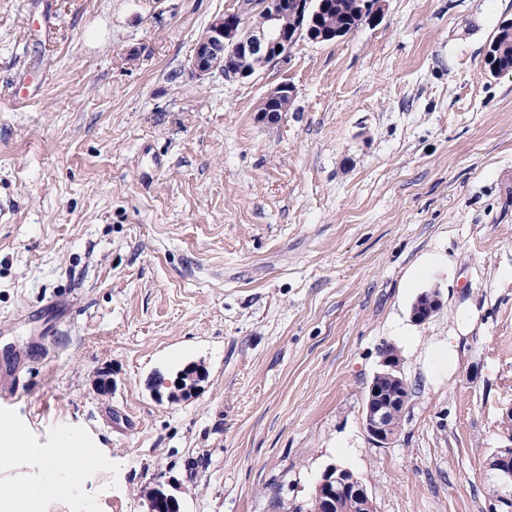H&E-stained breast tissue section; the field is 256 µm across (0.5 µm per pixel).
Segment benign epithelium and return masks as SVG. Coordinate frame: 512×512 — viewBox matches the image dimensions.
Here are the masks:
<instances>
[{
    "instance_id": "1",
    "label": "benign epithelium",
    "mask_w": 512,
    "mask_h": 512,
    "mask_svg": "<svg viewBox=\"0 0 512 512\" xmlns=\"http://www.w3.org/2000/svg\"><path fill=\"white\" fill-rule=\"evenodd\" d=\"M260 17L261 24H252ZM312 0H235L233 8L214 17L196 41L189 60L188 73L203 80L214 72L226 78L245 79L254 73L255 64H278L288 59L291 48L301 36L315 42H333L347 31L327 22L315 24ZM295 95L294 86L281 82L266 93L257 112L260 120L272 122L288 111ZM435 290L418 296L412 305V319L423 322L440 307ZM402 359L396 352L383 354L382 369L374 376L365 405L364 429L372 444L381 448L391 443L397 433L396 417L404 412L411 391L401 373ZM206 377L201 364L193 363L174 380H163L166 392L157 397L173 400L194 394ZM489 468L495 472L499 489L492 492L489 512H512V453L496 455ZM314 499L323 508L318 512H341L342 503L355 501L358 512H375L365 486L350 471L335 464L326 466L316 485ZM147 512H180L179 499L163 487L147 495Z\"/></svg>"
}]
</instances>
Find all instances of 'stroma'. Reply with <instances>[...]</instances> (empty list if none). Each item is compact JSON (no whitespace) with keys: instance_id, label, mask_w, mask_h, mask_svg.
Masks as SVG:
<instances>
[{"instance_id":"1","label":"stroma","mask_w":512,"mask_h":512,"mask_svg":"<svg viewBox=\"0 0 512 512\" xmlns=\"http://www.w3.org/2000/svg\"><path fill=\"white\" fill-rule=\"evenodd\" d=\"M233 5L0 0V87L22 97L0 98V318L22 316L0 368L28 363L0 422L29 448L0 486L77 442L94 463L41 512H145L157 486L182 512H294L332 463L375 512H487L512 446V72L486 57L512 0H383L248 79L192 78ZM389 345L411 396L377 448ZM190 363L195 395L157 398ZM294 95V86L289 82H281L268 91L256 111L260 121L272 122L280 112H287ZM439 293L435 290L422 293L412 305V319L423 322L429 319L440 307Z\"/></svg>"}]
</instances>
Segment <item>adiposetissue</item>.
Listing matches in <instances>:
<instances>
[{
  "label": "adipose tissue",
  "instance_id": "1",
  "mask_svg": "<svg viewBox=\"0 0 512 512\" xmlns=\"http://www.w3.org/2000/svg\"><path fill=\"white\" fill-rule=\"evenodd\" d=\"M94 449L73 444L62 449L57 458L46 461L44 477L37 483L20 486H7L0 489V495L11 504L14 512H39L43 499L63 494L65 487L57 481L56 474L61 470L77 471L91 463Z\"/></svg>",
  "mask_w": 512,
  "mask_h": 512
}]
</instances>
